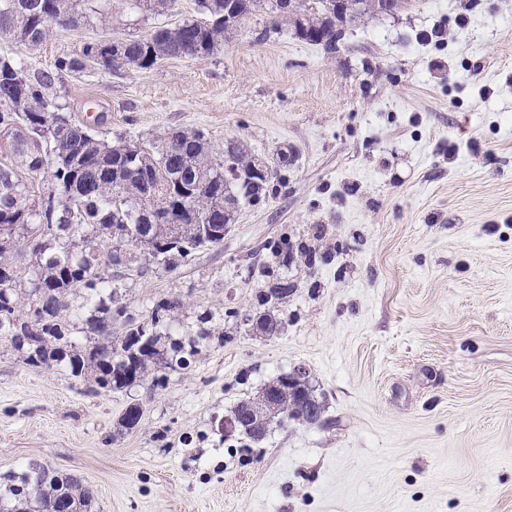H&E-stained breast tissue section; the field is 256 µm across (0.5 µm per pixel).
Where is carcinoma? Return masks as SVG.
Segmentation results:
<instances>
[{
  "label": "carcinoma",
  "instance_id": "cac0c4a2",
  "mask_svg": "<svg viewBox=\"0 0 512 512\" xmlns=\"http://www.w3.org/2000/svg\"><path fill=\"white\" fill-rule=\"evenodd\" d=\"M95 0H0V40L37 48L70 23L101 20ZM139 17L163 16L178 0H129ZM226 0H196L198 18L170 27L164 23L121 41L112 69H149L174 58L207 59L228 37ZM382 0H356L347 21L379 12ZM264 15L266 41L284 26L307 27L318 36L312 44L336 52L344 32L334 28L317 0H298L296 11L279 13L273 0H248L246 16ZM88 43L58 57L53 72H30L13 57L0 56V132L13 136L14 154L31 172L47 173L48 192L32 197L15 169L0 167V342L28 367L55 369L88 382L86 392L121 391L152 377L164 387L158 367L186 370L198 347L212 340V315L197 318V329L174 330L184 307L178 297L153 305L148 324L116 299L112 273L132 262L137 252L142 270L171 269L203 247L224 237L203 240L190 228L209 224L215 231L234 223L239 203L257 205L288 184L293 156L276 158L273 175L244 188L226 180L224 158L204 132L176 129L143 143L120 137L111 141L74 119L53 92L55 80L95 62ZM233 163L248 167L254 155L234 141ZM187 224L179 239L170 225ZM30 257L22 267L16 258ZM265 288L258 305L270 304L268 289L290 293L295 285L265 267ZM123 335H112L115 324ZM84 334L83 340L77 334ZM277 415L301 421L305 406L287 395ZM140 407L128 406L119 419L125 430L138 427ZM94 490L73 472L29 462L0 475V512H90Z\"/></svg>",
  "mask_w": 512,
  "mask_h": 512
}]
</instances>
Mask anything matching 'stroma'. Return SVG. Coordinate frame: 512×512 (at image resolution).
Masks as SVG:
<instances>
[{
	"mask_svg": "<svg viewBox=\"0 0 512 512\" xmlns=\"http://www.w3.org/2000/svg\"><path fill=\"white\" fill-rule=\"evenodd\" d=\"M0 55L53 71L99 39L140 36L122 0ZM238 26L214 56L63 76L76 120L109 138L200 129L295 161L276 196L242 207L221 245L173 271L125 268L119 300L144 314L213 312L204 344L166 387L89 395L65 372L0 347V473L37 461L83 476L93 512H512V0H406L350 24L336 53L286 29ZM315 248L280 332L254 333L268 240ZM306 368L325 421L225 439L236 404ZM140 405L138 427L119 418Z\"/></svg>",
	"mask_w": 512,
	"mask_h": 512,
	"instance_id": "35a3bbf8",
	"label": "stroma"
}]
</instances>
